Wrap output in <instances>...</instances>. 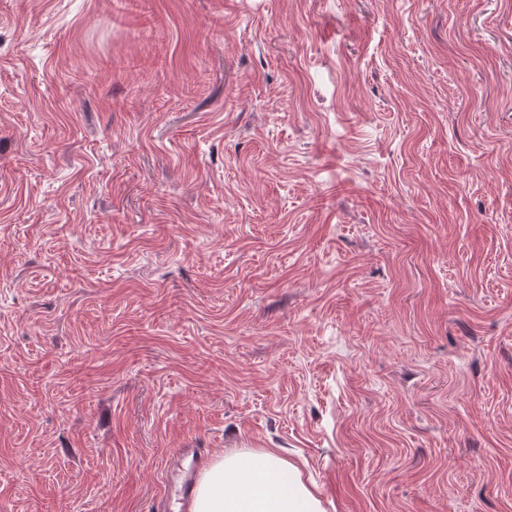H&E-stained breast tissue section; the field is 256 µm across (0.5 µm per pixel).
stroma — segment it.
<instances>
[{
  "mask_svg": "<svg viewBox=\"0 0 512 512\" xmlns=\"http://www.w3.org/2000/svg\"><path fill=\"white\" fill-rule=\"evenodd\" d=\"M180 448L512 512V0H0V512Z\"/></svg>",
  "mask_w": 512,
  "mask_h": 512,
  "instance_id": "35a3bbf8",
  "label": "stroma"
}]
</instances>
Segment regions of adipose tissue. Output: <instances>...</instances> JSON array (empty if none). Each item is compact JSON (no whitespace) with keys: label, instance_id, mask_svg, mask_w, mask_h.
Instances as JSON below:
<instances>
[{"label":"adipose tissue","instance_id":"1","mask_svg":"<svg viewBox=\"0 0 512 512\" xmlns=\"http://www.w3.org/2000/svg\"><path fill=\"white\" fill-rule=\"evenodd\" d=\"M190 512H324L316 488L293 462L270 449L213 459L196 480Z\"/></svg>","mask_w":512,"mask_h":512}]
</instances>
